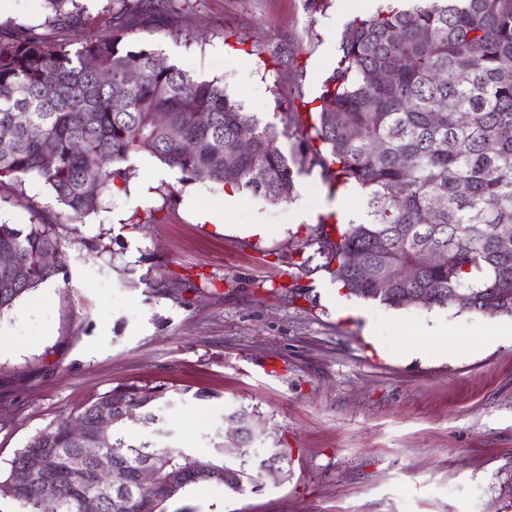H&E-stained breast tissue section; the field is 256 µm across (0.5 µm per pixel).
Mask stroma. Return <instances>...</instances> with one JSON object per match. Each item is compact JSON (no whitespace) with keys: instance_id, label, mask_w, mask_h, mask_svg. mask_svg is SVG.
I'll return each instance as SVG.
<instances>
[{"instance_id":"35a3bbf8","label":"stroma","mask_w":512,"mask_h":512,"mask_svg":"<svg viewBox=\"0 0 512 512\" xmlns=\"http://www.w3.org/2000/svg\"><path fill=\"white\" fill-rule=\"evenodd\" d=\"M342 3L196 0L162 25L133 23L128 38L276 125L333 70L353 16ZM231 32L242 49L226 44ZM159 169L141 156L125 189L63 228V272L0 314L1 478L33 435L140 381L181 389L160 413L171 443L199 458L239 408L291 454L260 491L197 484L167 512H512V343L499 338L512 316L363 299L365 316L340 315L320 257L310 271L294 264L316 225L296 222L292 204L245 190L230 223L202 224L196 210L221 208L220 189ZM36 209L59 210L41 181L0 188V223H29ZM256 223L265 236L245 233Z\"/></svg>"}]
</instances>
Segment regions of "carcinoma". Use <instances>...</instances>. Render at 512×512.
I'll use <instances>...</instances> for the list:
<instances>
[{
	"instance_id": "carcinoma-1",
	"label": "carcinoma",
	"mask_w": 512,
	"mask_h": 512,
	"mask_svg": "<svg viewBox=\"0 0 512 512\" xmlns=\"http://www.w3.org/2000/svg\"><path fill=\"white\" fill-rule=\"evenodd\" d=\"M44 25L69 30L83 23L78 0H45ZM111 27L72 48L65 39L34 31L0 37V187L22 190L36 177L61 205L59 220L36 211L28 224L0 223V251L24 268L12 288H0V314L31 290L57 276L62 264L40 261L46 250L62 253L60 228L83 223L101 208L102 196L126 182L134 161L148 154L178 169L185 181H208L232 191L249 190L272 203H289L296 177L317 168L330 192L358 186L369 190L368 221L342 224L320 216L304 246H317L325 268L349 294L389 306L451 307L465 289L478 309L494 306L512 289V0H419L405 9L387 6L346 23L336 66L303 111L282 115L283 132L300 134L290 153L278 146V131L230 99L217 80H200L169 62L160 50L126 43L127 20L158 15L155 0H107ZM137 73L130 82L126 73ZM389 79L377 83L373 75ZM110 75L101 80L100 74ZM52 85L51 97L42 94ZM120 99L124 106L112 108ZM209 114L199 124L195 114ZM462 112L461 122L448 114ZM251 143L236 153L237 142ZM55 161L43 162L46 151ZM414 159L408 168L407 159ZM231 168L235 178L224 179ZM361 257L373 274L387 275L394 292L379 295L374 282L352 262ZM421 265L418 278L403 271ZM423 288L434 292L420 296ZM164 384L120 383L32 436L10 464L37 476L53 462L61 473L57 496L43 501L36 481L18 490L11 476L0 480V497L25 512H86V498L107 483L95 512H166L173 500L165 487L139 488L137 470L153 465L163 476L188 473L177 492L201 483L199 461L186 448L133 439L126 421L112 426L104 453L110 463L80 456L71 437L78 420L93 430L104 406L140 403L139 420L167 437L158 403ZM57 452L48 457L45 442ZM214 445L208 465L226 472L221 483L233 492L255 488L262 465L247 452L224 458Z\"/></svg>"
}]
</instances>
